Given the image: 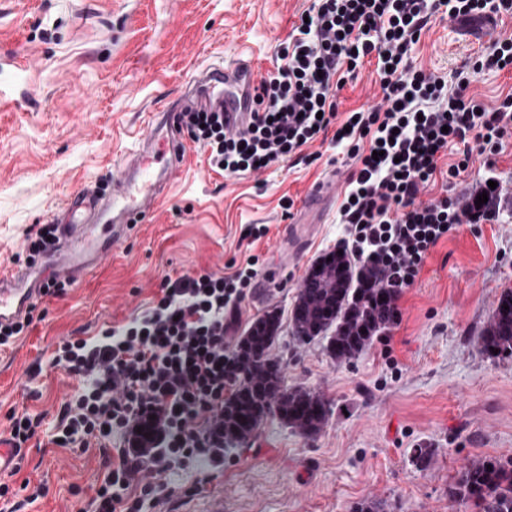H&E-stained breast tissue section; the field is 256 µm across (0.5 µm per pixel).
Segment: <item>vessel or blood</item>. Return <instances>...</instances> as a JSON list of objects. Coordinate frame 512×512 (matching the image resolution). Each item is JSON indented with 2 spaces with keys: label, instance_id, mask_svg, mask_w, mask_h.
<instances>
[{
  "label": "vessel or blood",
  "instance_id": "obj_1",
  "mask_svg": "<svg viewBox=\"0 0 512 512\" xmlns=\"http://www.w3.org/2000/svg\"><path fill=\"white\" fill-rule=\"evenodd\" d=\"M257 82L250 60L231 59L196 76L197 103L200 108L218 109L237 117L250 111V95ZM186 159L173 113H154L149 136L116 165L111 193L70 199L71 219L60 229L50 264L44 268L19 267L9 276H0V323L24 320L41 297L49 274L74 283L86 281L111 257L113 247L128 237L136 219L153 212L174 172ZM335 195L336 180L327 177L313 192L311 210L324 211Z\"/></svg>",
  "mask_w": 512,
  "mask_h": 512
}]
</instances>
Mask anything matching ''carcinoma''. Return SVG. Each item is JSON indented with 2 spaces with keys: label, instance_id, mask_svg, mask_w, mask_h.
<instances>
[{
  "label": "carcinoma",
  "instance_id": "carcinoma-1",
  "mask_svg": "<svg viewBox=\"0 0 512 512\" xmlns=\"http://www.w3.org/2000/svg\"><path fill=\"white\" fill-rule=\"evenodd\" d=\"M469 210L493 215L494 192ZM323 271L304 279L290 315L294 338L310 343L327 339V352L338 363L349 362L365 351L383 330L395 325L397 292L384 285L383 272L374 265H356L347 253L332 251L321 258ZM281 327L280 316L270 311L246 331L237 350L244 379L224 407V446L249 439L264 418L278 416L302 434L313 436L329 422L331 409L318 392L284 385L283 366L269 357ZM480 353L512 357V289L496 300L477 339ZM448 498L471 503L476 512H512V459L476 458L448 484ZM351 512H386L385 501L363 498Z\"/></svg>",
  "mask_w": 512,
  "mask_h": 512
}]
</instances>
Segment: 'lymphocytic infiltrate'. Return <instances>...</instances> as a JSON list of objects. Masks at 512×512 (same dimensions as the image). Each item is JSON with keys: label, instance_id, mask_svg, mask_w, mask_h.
Wrapping results in <instances>:
<instances>
[{"label": "lymphocytic infiltrate", "instance_id": "lymphocytic-infiltrate-1", "mask_svg": "<svg viewBox=\"0 0 512 512\" xmlns=\"http://www.w3.org/2000/svg\"><path fill=\"white\" fill-rule=\"evenodd\" d=\"M440 12L460 22L512 15V0H313L280 45L275 72L255 87L244 127L227 128L220 112L181 115L211 169L228 177L301 161L319 140L342 147L353 162L339 209L342 243L400 291L462 228L461 175L512 136V92L491 105L469 93L477 75L512 68V37L495 39L450 76L424 71L413 48ZM369 61L380 102L340 115V91ZM452 144L458 158L440 169ZM440 172L441 194L420 200ZM258 262L249 256L228 276L164 278L153 305L120 328L58 344L55 365L81 386L60 407L57 436L65 448L101 450L96 512H145L169 497L161 476L174 462L223 471L224 404L243 380L228 329L258 285Z\"/></svg>", "mask_w": 512, "mask_h": 512}]
</instances>
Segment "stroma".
<instances>
[{
  "instance_id": "35a3bbf8",
  "label": "stroma",
  "mask_w": 512,
  "mask_h": 512,
  "mask_svg": "<svg viewBox=\"0 0 512 512\" xmlns=\"http://www.w3.org/2000/svg\"><path fill=\"white\" fill-rule=\"evenodd\" d=\"M312 0H0V271H10L26 235L59 223L70 196L104 195L114 164L151 130L152 115L184 94L194 72L244 54L259 76L276 67L277 46ZM484 26L434 19L415 48L425 70L450 73L488 48ZM381 99L374 64L339 93L347 112ZM313 163H286L234 177L212 171L187 143V162L155 211L112 251L95 276L39 300L43 320L0 348V431L11 413L40 417L21 474L46 496L20 512H94L99 448H60L61 402L77 378L53 363L66 338L97 337L150 307L163 278L230 273L252 254L265 261L259 290L229 333L244 336L266 312L284 319L270 356L284 382L321 393L328 425L308 438L275 416L224 451L217 477L175 465L163 479L175 496L154 512H349L366 497L389 512H471L448 484L471 460L512 458V357H488L476 340L501 291L512 288V139L462 174L460 197L496 182L500 213L442 240L398 301L399 322L357 358L339 364L326 339L298 343L286 321L312 264L345 235L337 208L319 215L293 263L279 260L282 229L303 213L324 177L346 188L342 150L314 143ZM292 198V210L282 201ZM268 229L253 241L246 231ZM429 449L426 463L415 451Z\"/></svg>"
}]
</instances>
